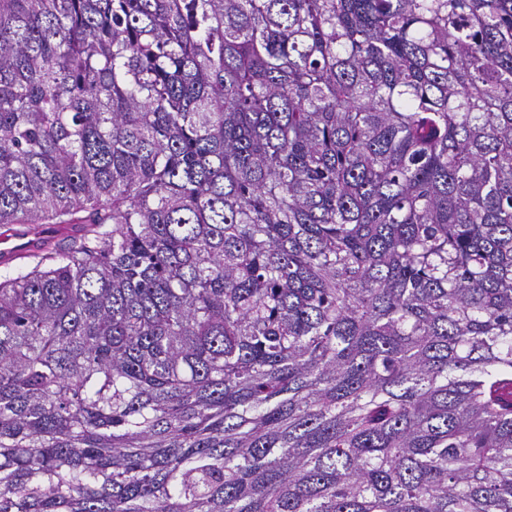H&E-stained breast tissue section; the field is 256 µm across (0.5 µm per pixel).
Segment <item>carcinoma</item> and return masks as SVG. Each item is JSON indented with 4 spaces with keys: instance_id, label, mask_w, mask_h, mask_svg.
Listing matches in <instances>:
<instances>
[{
    "instance_id": "1",
    "label": "carcinoma",
    "mask_w": 512,
    "mask_h": 512,
    "mask_svg": "<svg viewBox=\"0 0 512 512\" xmlns=\"http://www.w3.org/2000/svg\"><path fill=\"white\" fill-rule=\"evenodd\" d=\"M0 512H512V0H0ZM78 228L75 226H62L61 224H40L39 227L33 229L30 224H11L8 227L0 228V241L1 238L9 239V242L4 246L14 245L18 242H24L27 240H38L43 244L45 249L51 247L65 248L70 245L72 239L78 235ZM15 237L25 238L24 240L18 241ZM34 248L24 246L23 244H16L10 248H4L0 250V258L2 259V266L0 263V275L3 277L12 273L19 265L25 262H32L34 259L33 255L40 253L43 250L34 252ZM31 253L24 259H20L23 255ZM34 252V253H32ZM20 259V260H18Z\"/></svg>"
}]
</instances>
